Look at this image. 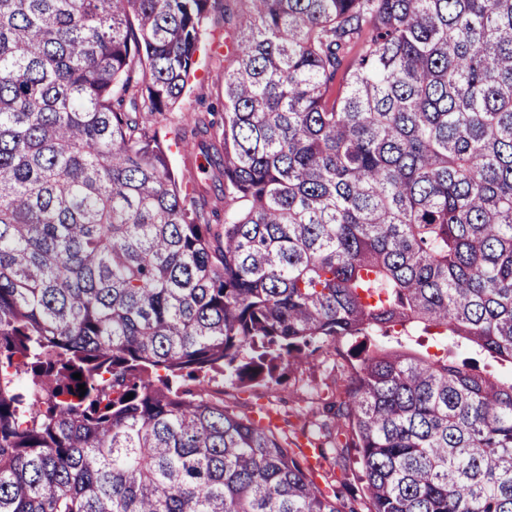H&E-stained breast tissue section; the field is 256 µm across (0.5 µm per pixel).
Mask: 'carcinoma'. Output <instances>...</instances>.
Listing matches in <instances>:
<instances>
[{"instance_id": "cac0c4a2", "label": "carcinoma", "mask_w": 512, "mask_h": 512, "mask_svg": "<svg viewBox=\"0 0 512 512\" xmlns=\"http://www.w3.org/2000/svg\"><path fill=\"white\" fill-rule=\"evenodd\" d=\"M210 2L0 0V512H341L209 384L359 338L321 462L512 512V0H240L222 224L153 126Z\"/></svg>"}]
</instances>
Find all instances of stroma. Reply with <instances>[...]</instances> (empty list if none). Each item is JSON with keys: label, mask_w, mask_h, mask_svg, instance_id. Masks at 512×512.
I'll return each instance as SVG.
<instances>
[{"label": "stroma", "mask_w": 512, "mask_h": 512, "mask_svg": "<svg viewBox=\"0 0 512 512\" xmlns=\"http://www.w3.org/2000/svg\"><path fill=\"white\" fill-rule=\"evenodd\" d=\"M238 0H212L207 19L208 40L196 55L195 77L190 90L178 107L161 117L158 128L170 144L171 165L187 189L203 193L208 215L224 212V190L214 180L213 149L219 146L224 127V71L232 67L231 50L237 39ZM209 123L206 140L210 150L199 147L191 135L195 119ZM349 384L346 370L333 368L323 357L312 356L302 365H291L281 371L278 383L256 384L247 391L229 387L224 377H216L210 388L226 391L229 402L243 411L264 406L272 409L280 426L294 442H302L306 432L317 430L322 416L311 410L329 401L343 398ZM333 479H347L340 491V501L349 512H367L363 483L354 457L339 454L331 467Z\"/></svg>", "instance_id": "1"}]
</instances>
